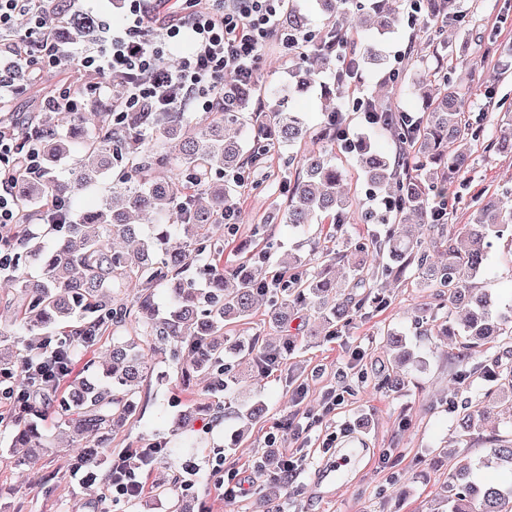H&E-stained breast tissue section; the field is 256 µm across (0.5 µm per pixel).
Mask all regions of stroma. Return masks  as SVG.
<instances>
[{"label":"stroma","instance_id":"1","mask_svg":"<svg viewBox=\"0 0 512 512\" xmlns=\"http://www.w3.org/2000/svg\"><path fill=\"white\" fill-rule=\"evenodd\" d=\"M461 11L470 21L469 38L457 28L446 27L439 46L429 45L417 26L404 23L387 34L385 57L407 51L403 71L408 77L417 69V58L472 57L476 64L470 76L474 92L465 103L468 115H483L489 134L512 128V112L501 108V100L512 102V67L504 65L503 53L512 48V0H459ZM80 58L71 53L62 67L15 99L12 109L24 116L40 112L45 97L53 94L61 79H76ZM352 97H369L377 104L405 112H421L420 100L406 82L394 84L387 69L367 67ZM336 161L347 172V189L354 199L355 218L344 225L333 247L349 252L356 242L383 231L382 225L363 223L361 216L371 210L370 188L356 168L352 154L337 151ZM300 172L287 155H271L264 168L256 171V184L240 189L237 202L241 218L235 236L224 244V268L232 270L241 256L252 248L253 230L260 218L282 208L287 202L284 183L294 181ZM512 187V156L474 148L470 171L455 182L461 195L453 223H467V200L486 187L498 190ZM267 233L273 242L270 267H277L288 253L309 257L321 243L318 225H307L297 234L284 224H271ZM482 281L492 288L499 301H512V247L506 241L494 243L485 261ZM383 307L367 309L338 334L327 335L322 323L308 309L291 313L286 331L268 324L263 312H256L247 324L235 329V336L257 337L278 342L288 334L295 347L285 356L278 370L265 375L257 370L243 371L234 386L242 400L260 399L268 406L266 422L254 425L238 443L231 434L239 424L231 418L195 430L184 456L196 464V482L191 492L197 512H265L261 494L265 478L256 463L269 445H276L302 456L297 487L288 491L285 512H434L435 498L448 481L454 462L483 452L478 437L459 436L453 423V407L484 401L494 384L478 367L477 359L465 358L457 340L443 336H419L414 329L418 309L427 300L414 285L413 271L400 278L383 281ZM391 327L404 330L412 347L426 361L423 369L412 372L407 387L398 393L378 389L376 377L386 362L382 335ZM306 387L301 403H293L292 392ZM335 389L340 396L331 414L322 410V395ZM139 408L125 426L104 435V447L113 452L136 447L140 440L168 439L173 422L184 405L200 395L181 386L180 376L164 356H156L143 384ZM303 413L310 431L296 439L277 431L284 417ZM361 434L365 451L358 462L343 463L338 446L354 434ZM47 446L38 458L25 462V451L11 445L7 432H0V512H85L84 486L74 481L67 461L78 452L67 442L55 424L47 426ZM334 438L336 450L327 452L323 443ZM391 454L394 467L382 468L380 458ZM237 469L249 490L247 496L225 501L216 465Z\"/></svg>","mask_w":512,"mask_h":512}]
</instances>
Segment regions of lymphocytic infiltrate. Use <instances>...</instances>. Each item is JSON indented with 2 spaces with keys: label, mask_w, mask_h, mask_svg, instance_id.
Returning a JSON list of instances; mask_svg holds the SVG:
<instances>
[{
  "label": "lymphocytic infiltrate",
  "mask_w": 512,
  "mask_h": 512,
  "mask_svg": "<svg viewBox=\"0 0 512 512\" xmlns=\"http://www.w3.org/2000/svg\"><path fill=\"white\" fill-rule=\"evenodd\" d=\"M124 23L93 16L96 35L80 52L81 87L63 85L44 101L48 112H79L88 96L108 99L116 112H220L224 80L255 82L268 44L300 53L309 36L289 32L287 0H128ZM52 0H0V107L43 70L59 68L65 50L49 26ZM185 42L187 55L167 62L168 48ZM41 135L18 140L0 117V272L12 257L10 241L21 215L20 175L41 178ZM152 451L133 448L112 461L113 503L140 497Z\"/></svg>",
  "instance_id": "1"
}]
</instances>
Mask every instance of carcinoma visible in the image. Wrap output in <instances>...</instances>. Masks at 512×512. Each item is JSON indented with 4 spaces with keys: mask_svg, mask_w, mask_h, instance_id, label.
Masks as SVG:
<instances>
[{
    "mask_svg": "<svg viewBox=\"0 0 512 512\" xmlns=\"http://www.w3.org/2000/svg\"><path fill=\"white\" fill-rule=\"evenodd\" d=\"M315 2L336 23L313 36L309 55L297 62L284 87H272L262 96L254 85L233 80L224 86V111L213 112L211 119L192 127L183 113L155 112L147 117L141 112H81L68 131L44 137L43 165L74 155L78 167L67 181L48 175L20 179L16 192L22 219H29L46 202L99 186L105 174L110 193L73 224H45L40 232L31 224L16 226L7 248L15 252L9 281L17 311L12 328L0 331V344L26 336L25 356L40 354L51 364L95 353L99 338L107 335L112 337V362L101 371L68 375L60 385L44 389L36 373L24 382L22 360L0 356V427L10 432L14 447H45L42 423L49 416L73 442L122 425L137 410L143 377L157 353L180 369L183 385L201 375L214 395L179 415L176 434L194 428L197 421L227 415L248 426L266 421L265 402L220 397L237 381L235 364L224 357L233 350L258 367L276 349L256 339L243 348L226 332L250 319L262 297L270 324L285 328L289 312L314 308L330 335H336L353 316L384 302L374 292L378 273L367 264L373 253L385 251L397 263L385 267L383 274L400 275L413 267L417 285L430 290L431 301L416 316L425 335L456 336L465 355L482 352L488 344L512 343V307L498 310L486 289L474 285L494 241L512 235V189L478 190L471 196L465 224L430 223L434 193L468 170L471 147L512 154V130L487 140L483 117L463 112L470 88L454 78L456 63L451 59L433 69L424 67L412 78L411 88L424 104L418 123L374 107L373 128L389 132L399 143L402 162L361 140L356 149L358 168L375 190L395 191L399 205L393 213L396 223L386 225L383 237L355 248L347 283L338 285L326 276L344 255L320 245L314 263L293 255L282 262L280 285L264 287L270 280L267 236L258 255L238 263L231 275L215 265L224 254V240L214 238V229L224 225V210L238 186L232 176L251 173L271 153L289 151L310 136L303 113L284 108L289 94L312 86L323 69L339 72L324 85L323 98L322 137L335 145L347 88L364 66L384 64L383 38L403 19V0H367L364 5L357 0ZM423 9V32L432 42L459 18L457 0H423ZM351 18L362 31L358 43L345 26ZM307 23L299 0H289L288 29L303 30ZM90 33L86 20L76 15L61 19L56 28L57 38L66 45L83 42ZM301 164L306 176L288 184L286 210L267 215L259 227L275 221L302 231L322 218L338 228L349 223L353 199L332 153L309 152ZM197 190L207 195V206L199 204ZM406 224L421 226V236H408ZM176 236L182 239L178 251L168 246ZM199 258L214 262L203 288L193 272ZM31 264L39 268L35 278L27 272ZM163 285L169 289L170 305L161 315L153 292ZM131 286L138 288L133 299L127 294ZM463 303L467 314L456 329L450 315ZM382 343L388 365L379 376V388L398 393L406 386L400 371L415 362L414 352L395 328L384 332ZM506 355L512 357V349L491 355L482 370L497 391L512 393V363ZM486 419L481 404L456 417L463 433L485 436L489 448L456 464L438 494L437 512H512V438L485 433ZM160 464L174 472V480L180 479L176 443L167 442L152 467ZM71 467L101 472L105 483L112 478L106 451L96 444ZM282 491L277 479H266L264 497L271 512L282 507Z\"/></svg>",
    "mask_w": 512,
    "mask_h": 512,
    "instance_id": "cac0c4a2",
    "label": "carcinoma"
}]
</instances>
